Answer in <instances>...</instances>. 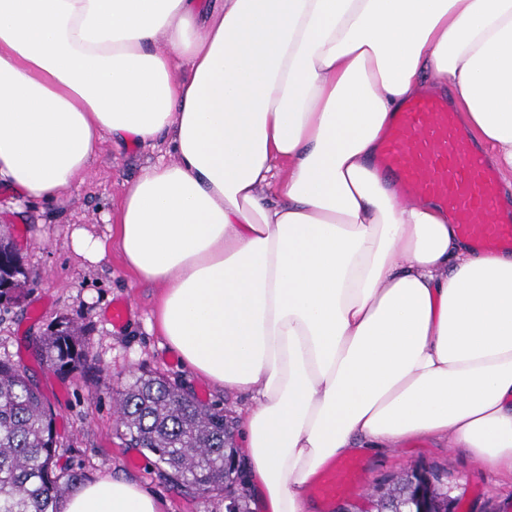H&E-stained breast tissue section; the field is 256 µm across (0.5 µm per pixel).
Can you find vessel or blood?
I'll return each mask as SVG.
<instances>
[{
  "instance_id": "obj_1",
  "label": "vessel or blood",
  "mask_w": 512,
  "mask_h": 512,
  "mask_svg": "<svg viewBox=\"0 0 512 512\" xmlns=\"http://www.w3.org/2000/svg\"><path fill=\"white\" fill-rule=\"evenodd\" d=\"M404 198L431 199L445 209L459 235L480 251L512 250V210L499 204L500 186L481 150L462 130L447 97L423 96L405 103L378 156ZM361 479L348 461L316 481L326 498L346 494Z\"/></svg>"
}]
</instances>
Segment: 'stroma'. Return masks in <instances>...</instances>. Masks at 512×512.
Returning a JSON list of instances; mask_svg holds the SVG:
<instances>
[{
    "instance_id": "35a3bbf8",
    "label": "stroma",
    "mask_w": 512,
    "mask_h": 512,
    "mask_svg": "<svg viewBox=\"0 0 512 512\" xmlns=\"http://www.w3.org/2000/svg\"><path fill=\"white\" fill-rule=\"evenodd\" d=\"M172 159L165 142L118 146L105 136L85 177L55 200L27 201L0 186V228L11 232L32 274L19 301L0 302V359L27 368L50 404L60 446L58 471H79L90 481L107 474L125 477L158 495L163 512H226L223 491L198 495L170 483L155 456L131 447L117 428V392L144 371L224 410L235 422L251 402L248 394L212 384L181 364L156 327L160 288L130 272L112 241L127 186L151 164ZM77 227L107 242L102 261L92 264L74 253L71 232ZM121 299L128 311L116 327L110 313ZM70 319L84 328L90 369L63 377L39 364L34 347ZM355 460L363 481L350 494L322 502L319 512H366L368 489L414 467L447 471L460 498L455 512H512V477L484 471L466 449H449L441 440L371 448Z\"/></svg>"
}]
</instances>
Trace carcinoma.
Returning a JSON list of instances; mask_svg holds the SVG:
<instances>
[{
  "label": "carcinoma",
  "mask_w": 512,
  "mask_h": 512,
  "mask_svg": "<svg viewBox=\"0 0 512 512\" xmlns=\"http://www.w3.org/2000/svg\"><path fill=\"white\" fill-rule=\"evenodd\" d=\"M30 272L11 241L0 235V301L21 295ZM80 327L58 324L43 343L48 366L67 375L86 370L89 352ZM118 422L133 447L157 457L172 478L200 495L232 484L239 470H224V411L179 391L151 373L133 377L116 397ZM54 417L40 391L17 365L0 360V512H62L66 489L85 480L78 472L58 474ZM405 477L392 480L385 510L407 512Z\"/></svg>",
  "instance_id": "carcinoma-1"
}]
</instances>
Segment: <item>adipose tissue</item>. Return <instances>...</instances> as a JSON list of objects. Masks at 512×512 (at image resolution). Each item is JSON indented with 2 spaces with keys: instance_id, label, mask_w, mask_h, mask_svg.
<instances>
[{
  "instance_id": "ef3b65f1",
  "label": "adipose tissue",
  "mask_w": 512,
  "mask_h": 512,
  "mask_svg": "<svg viewBox=\"0 0 512 512\" xmlns=\"http://www.w3.org/2000/svg\"><path fill=\"white\" fill-rule=\"evenodd\" d=\"M428 91L512 183V0H0V184L53 200L104 135L175 154L127 187L115 238L161 288L171 350L252 393L265 512L423 437L512 476V253L473 250L374 164ZM64 512L162 510L106 475Z\"/></svg>"
}]
</instances>
